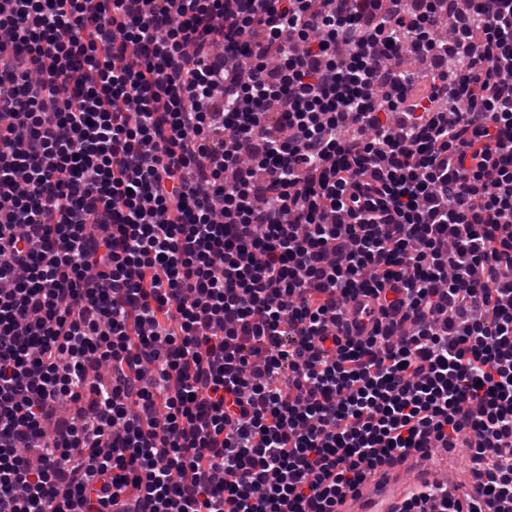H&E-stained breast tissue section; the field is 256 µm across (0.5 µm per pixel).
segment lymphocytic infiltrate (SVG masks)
I'll return each instance as SVG.
<instances>
[{"instance_id": "f902f5d3", "label": "lymphocytic infiltrate", "mask_w": 512, "mask_h": 512, "mask_svg": "<svg viewBox=\"0 0 512 512\" xmlns=\"http://www.w3.org/2000/svg\"><path fill=\"white\" fill-rule=\"evenodd\" d=\"M460 439L401 512H512V0H0V512H336ZM380 318L381 314L379 312L378 302L371 297H359L351 304V311L348 315L351 332L346 334L338 333L336 331V336H340L342 339L340 345L345 342V338L343 336H367L373 330L377 320ZM353 322H355V325L360 331H363L362 333H358L354 329ZM340 345L336 344V352ZM468 448L462 442H459L456 448H451L448 451V471L441 469L439 473L445 477L448 476V482L464 481L469 475L468 466H466L464 460L469 459ZM456 461L461 465L458 467Z\"/></svg>"}]
</instances>
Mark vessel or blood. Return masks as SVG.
<instances>
[{
	"instance_id": "vessel-or-blood-1",
	"label": "vessel or blood",
	"mask_w": 512,
	"mask_h": 512,
	"mask_svg": "<svg viewBox=\"0 0 512 512\" xmlns=\"http://www.w3.org/2000/svg\"><path fill=\"white\" fill-rule=\"evenodd\" d=\"M381 314L379 304L369 297L358 298L351 305L349 321L363 333H370ZM441 463L433 456L411 451L368 477L356 492L348 494L339 512H399V507L416 487L433 482Z\"/></svg>"
}]
</instances>
